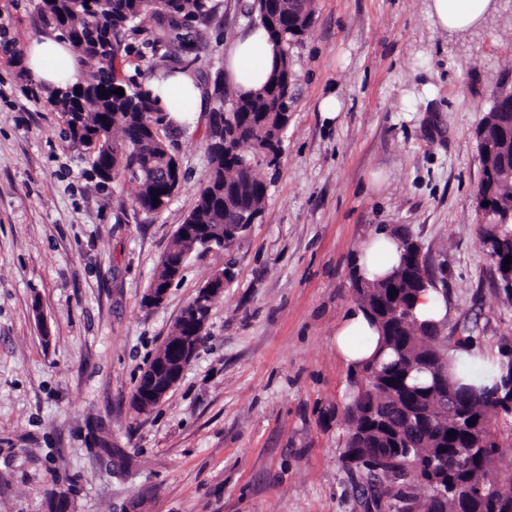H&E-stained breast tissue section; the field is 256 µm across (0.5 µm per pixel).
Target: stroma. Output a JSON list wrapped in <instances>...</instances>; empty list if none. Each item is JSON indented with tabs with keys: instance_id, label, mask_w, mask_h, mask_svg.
Listing matches in <instances>:
<instances>
[{
	"instance_id": "1",
	"label": "stroma",
	"mask_w": 512,
	"mask_h": 512,
	"mask_svg": "<svg viewBox=\"0 0 512 512\" xmlns=\"http://www.w3.org/2000/svg\"><path fill=\"white\" fill-rule=\"evenodd\" d=\"M191 72L204 111L160 134L185 174L159 214L130 183L99 185L22 60L29 0H0V512H365L343 462L350 366L336 331L356 254L378 226L421 247L447 309L496 359L512 338L480 237L474 130L512 70V0L461 36L426 0H315L291 46L292 119L257 224L191 253L162 305L142 296L210 174L207 118L252 0H213ZM336 96V119L318 105ZM229 278L181 381L135 412V386L214 273Z\"/></svg>"
}]
</instances>
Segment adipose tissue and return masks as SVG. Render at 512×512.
Here are the masks:
<instances>
[{"label":"adipose tissue","mask_w":512,"mask_h":512,"mask_svg":"<svg viewBox=\"0 0 512 512\" xmlns=\"http://www.w3.org/2000/svg\"><path fill=\"white\" fill-rule=\"evenodd\" d=\"M496 9V0H429L431 24L448 36H456L484 24ZM280 48L261 27L244 30L235 39L224 59L229 83L240 92L260 89L279 62ZM25 64L33 76L48 89L75 84L83 74V65L68 43L54 34L41 32L32 36L24 49ZM159 110L172 124L193 118L201 105V91L194 78L177 71L161 82H150ZM400 259L399 238L386 231L374 232L360 247L356 272L373 281L384 277ZM362 337V344H352V337ZM378 332L365 315L350 310L336 333V347L349 364L369 360L375 351Z\"/></svg>","instance_id":"obj_1"}]
</instances>
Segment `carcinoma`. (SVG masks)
I'll use <instances>...</instances> for the list:
<instances>
[{
	"instance_id": "1",
	"label": "carcinoma",
	"mask_w": 512,
	"mask_h": 512,
	"mask_svg": "<svg viewBox=\"0 0 512 512\" xmlns=\"http://www.w3.org/2000/svg\"><path fill=\"white\" fill-rule=\"evenodd\" d=\"M34 25L41 31L65 36L83 64L82 79L59 92L56 111L65 136L87 148L96 176L115 180L122 176L135 184L139 209L158 212L171 202L182 180L175 175L178 161L165 141L152 129L164 123L154 112L146 84L160 78L156 69L138 81L125 79L116 68L126 40L142 35L143 21L155 22L137 53L150 61L171 43L189 54L200 36L198 25L215 13L212 0H30ZM276 24L263 23L269 35L284 48L302 42L313 21L312 0H281ZM287 64L277 69L261 89L238 94L227 87L231 105L226 123L240 131L236 153L209 148L211 171L200 189L187 224H248L262 215L267 184L253 171L256 158L272 150L271 139L290 121L295 104L293 86L285 81ZM124 89V95L114 90ZM499 134L504 150L483 164L480 186L495 187L497 198L482 211L481 240L496 233L512 241V222L501 224L498 199L512 201V179L493 178L512 168V111L502 110ZM400 264L385 277L366 281L354 278L357 306L379 332L374 357L350 370L368 374L372 392L350 399V427L344 462L366 478L378 498L385 497L395 512H512V494L503 490L501 474L512 473V411L498 409L497 396L512 380V363L505 352L512 341L499 347L497 379L490 387L466 383L456 372L453 353L467 348L466 337L453 342L434 324L406 317L398 302L411 299V291L432 279L420 244L409 236L400 240ZM395 295H389L390 291ZM211 308H200L197 298L182 311L179 324L192 325L196 315L209 319ZM474 423H468V420ZM424 429L422 448L407 453L398 434ZM455 435L450 436L448 432Z\"/></svg>"
}]
</instances>
